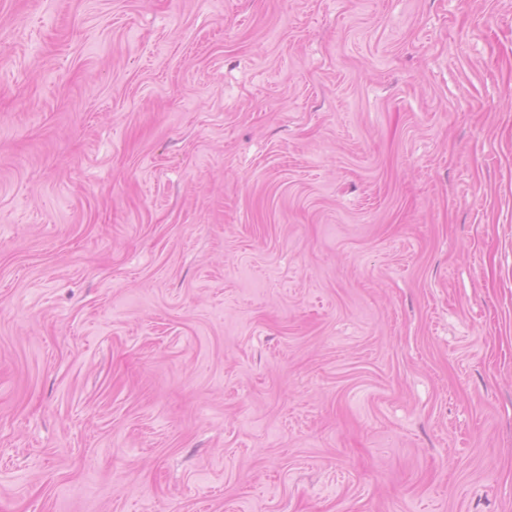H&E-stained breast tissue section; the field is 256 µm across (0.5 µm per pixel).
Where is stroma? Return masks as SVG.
Segmentation results:
<instances>
[{"label":"stroma","instance_id":"35a3bbf8","mask_svg":"<svg viewBox=\"0 0 512 512\" xmlns=\"http://www.w3.org/2000/svg\"><path fill=\"white\" fill-rule=\"evenodd\" d=\"M0 512H512V0H0Z\"/></svg>","mask_w":512,"mask_h":512}]
</instances>
